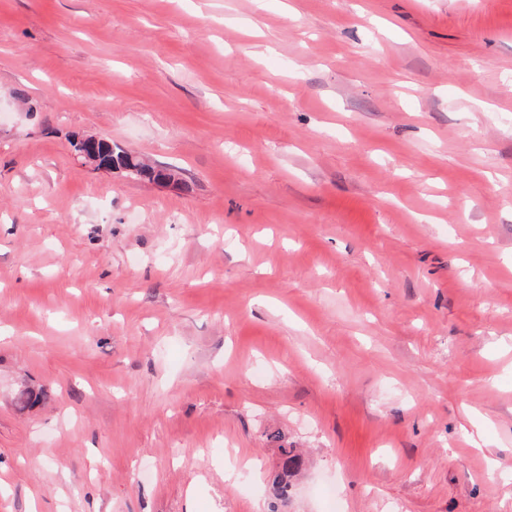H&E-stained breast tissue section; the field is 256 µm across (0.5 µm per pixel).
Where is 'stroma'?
<instances>
[{"instance_id": "stroma-1", "label": "stroma", "mask_w": 512, "mask_h": 512, "mask_svg": "<svg viewBox=\"0 0 512 512\" xmlns=\"http://www.w3.org/2000/svg\"><path fill=\"white\" fill-rule=\"evenodd\" d=\"M0 512H512V0H0ZM100 152L104 153L105 160L112 162V164H120L126 166L128 173L132 178L139 179L145 178L152 181H158L162 174L174 176L169 170L165 168H154L133 157L127 151L123 150L117 145H112V142L106 141V146L100 145ZM279 449V461L277 471L273 479L275 495L278 500L285 501L289 497L292 482L301 472L305 461L295 448L281 446Z\"/></svg>"}]
</instances>
